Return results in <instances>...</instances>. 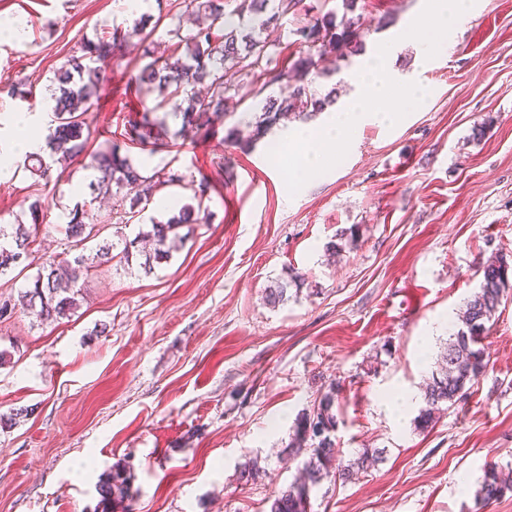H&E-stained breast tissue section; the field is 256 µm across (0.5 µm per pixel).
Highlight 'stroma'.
<instances>
[{
  "label": "stroma",
  "mask_w": 512,
  "mask_h": 512,
  "mask_svg": "<svg viewBox=\"0 0 512 512\" xmlns=\"http://www.w3.org/2000/svg\"><path fill=\"white\" fill-rule=\"evenodd\" d=\"M362 53L314 77L337 106L385 54L402 83L422 88L395 123L369 121L343 152L298 188L297 153L278 124L250 150L222 142L250 134L256 87L236 94L205 143L177 137L136 145L146 176L168 167L207 180L205 223L171 259L145 271L113 261L86 278L67 319L24 312L0 322V512H97L96 484L124 467L134 512H268L297 474L284 448L298 414L329 383L340 389L336 446L344 457L377 448L383 459L347 484L322 483L313 512H474L486 466L512 474V298L489 323L486 373L466 403L415 430L423 384L491 257L512 260V0H473L459 23L430 34L436 52L405 39L425 0H362ZM22 18L26 40L0 37V128L23 112L51 120L56 70L103 29L132 24L125 0H0V20ZM137 48L111 63L91 149L121 132L139 107L124 88ZM81 161L39 179L24 167L0 182V224L48 208L40 254L74 259L63 217L91 204ZM356 228L352 244L328 249ZM299 272L304 283L272 306L265 290ZM412 394V405L395 398ZM28 416H21V409ZM263 469L240 480L249 460Z\"/></svg>",
  "instance_id": "obj_1"
}]
</instances>
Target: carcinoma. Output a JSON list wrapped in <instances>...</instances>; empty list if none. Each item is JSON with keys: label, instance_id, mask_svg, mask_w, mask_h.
<instances>
[{"label": "carcinoma", "instance_id": "obj_1", "mask_svg": "<svg viewBox=\"0 0 512 512\" xmlns=\"http://www.w3.org/2000/svg\"><path fill=\"white\" fill-rule=\"evenodd\" d=\"M303 0H249L231 12L225 11L223 0H175L178 11L170 20L185 15L203 16L196 30L180 34V26L171 30L177 41L165 53L156 55L153 31L147 30V21L139 20L126 27L116 26L103 31L96 39L81 44V55H73L56 71V87L52 90L54 128L48 136L49 157H25V169L40 178H48L54 156L62 152L79 157L87 149L89 137L83 135L87 127L85 115L100 106L99 86L105 80V69L114 53L126 44L137 41L142 48L145 64L135 78L141 96L158 93L159 100L151 106L135 110V117L125 122L120 139H106V150L91 154L89 167L97 172L90 181L92 193L99 196L130 198L135 206L150 201L161 188L179 186L186 175L172 169H161L144 176L133 166L128 156V145L143 144L151 134L161 133L165 119L159 112L173 104V113L181 118L178 134L192 142L209 135L214 120L224 116L225 102L230 98L232 84L226 76L251 78L259 85L258 93L280 83L288 88L286 95L268 94L263 99L262 111L256 113L250 139L257 141L285 116L294 115L309 120L324 111L337 98L336 88L321 96L312 89L310 74L318 69L319 58L334 53L336 62L360 53L364 43L359 32L360 16L355 14L359 0H341L342 14L329 10L296 26L292 34L304 47L299 56L286 65L277 64L269 48L281 42V20L298 14ZM206 183H199L191 201L183 204L178 213L166 221H154L138 236L152 243L153 252L145 256L144 268L171 257L175 244L185 236L179 229L187 224H203L206 217L204 197ZM31 223L0 225V276L8 274L13 265L39 252L38 234L45 218L44 206L39 201L29 205ZM87 211L76 207L69 211L64 234L72 246L79 247L96 239L100 230L115 226L114 216L100 215L98 223L86 222ZM133 216H121L118 223L132 221ZM132 242L122 233H114L111 241L99 246L91 262L78 256L72 264L46 259L37 268L32 285L0 302V319H9L20 307L39 322H55L70 317L83 297L81 279L95 267L112 263L119 257L130 258ZM303 279L294 275L286 281L267 288L269 304L288 300V287H300ZM512 294V265L501 258L482 267L478 289L467 300L459 316L461 326L450 335L440 357L441 368L431 374L423 387L425 407L414 420L420 432L432 430L436 413L443 406H454L467 395V385L477 381L487 369V354L483 339L487 323L495 317L502 301ZM340 385L332 382L321 393L311 409L295 420L285 452L288 460L305 457L300 477L285 490L274 495L270 512H311V494L322 481L330 479L349 483L378 461L376 452L365 448L351 459H344L336 448ZM512 484L502 478L493 466L484 469L475 491L477 504L485 507L497 501ZM98 494L101 512H111L115 502L132 500L121 469L102 475Z\"/></svg>", "mask_w": 512, "mask_h": 512}]
</instances>
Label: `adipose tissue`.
Wrapping results in <instances>:
<instances>
[{"mask_svg":"<svg viewBox=\"0 0 512 512\" xmlns=\"http://www.w3.org/2000/svg\"><path fill=\"white\" fill-rule=\"evenodd\" d=\"M363 91L344 107L331 112L325 124L316 130L301 129L293 133L292 140L303 152L300 173L295 184H302L305 175L320 171L326 156L337 147L346 146L350 138L377 112L376 102L390 98L398 81L390 70L384 56H377L373 64L359 80ZM19 129L9 130L0 141V178L13 174L12 164L16 156L36 154L45 149V139L40 126L39 114H24L18 119Z\"/></svg>","mask_w":512,"mask_h":512,"instance_id":"1","label":"adipose tissue"}]
</instances>
